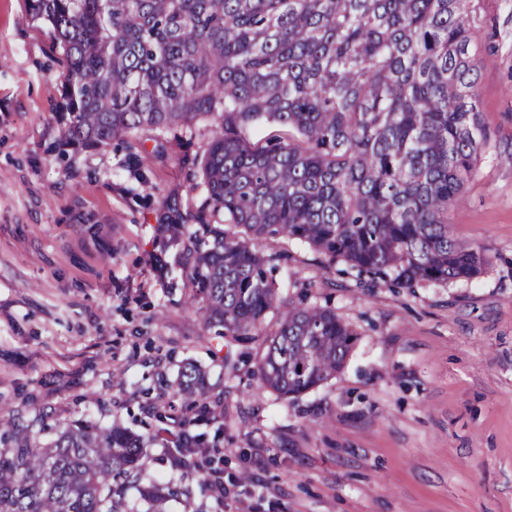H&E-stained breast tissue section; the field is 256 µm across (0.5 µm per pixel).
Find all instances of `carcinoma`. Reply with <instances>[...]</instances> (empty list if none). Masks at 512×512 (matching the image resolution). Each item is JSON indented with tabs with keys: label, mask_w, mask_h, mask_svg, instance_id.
<instances>
[{
	"label": "carcinoma",
	"mask_w": 512,
	"mask_h": 512,
	"mask_svg": "<svg viewBox=\"0 0 512 512\" xmlns=\"http://www.w3.org/2000/svg\"><path fill=\"white\" fill-rule=\"evenodd\" d=\"M474 0H28L68 65L72 142L102 146L143 127L173 136L211 121L205 196L168 225L204 324L248 340L276 332L261 382L286 397L344 365L356 334L335 312L282 296L269 245L297 240L358 277L413 288L483 273L448 209L485 139ZM287 131L260 145L259 124ZM182 418L219 421L201 369L184 367ZM0 512H132L143 437L76 421L42 444L0 423ZM154 487L147 512L191 497Z\"/></svg>",
	"instance_id": "cac0c4a2"
}]
</instances>
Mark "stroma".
<instances>
[{"instance_id": "stroma-1", "label": "stroma", "mask_w": 512, "mask_h": 512, "mask_svg": "<svg viewBox=\"0 0 512 512\" xmlns=\"http://www.w3.org/2000/svg\"><path fill=\"white\" fill-rule=\"evenodd\" d=\"M473 17L486 144L448 222L486 271L393 288L280 242L281 292L358 335L335 377L285 398L257 374L275 323L246 344L205 327L162 247L169 205L200 201L208 126L69 142L50 28L0 0V419L44 443L77 419L144 434L191 363L224 407L194 431L225 480L248 472L252 512H512V0Z\"/></svg>"}]
</instances>
